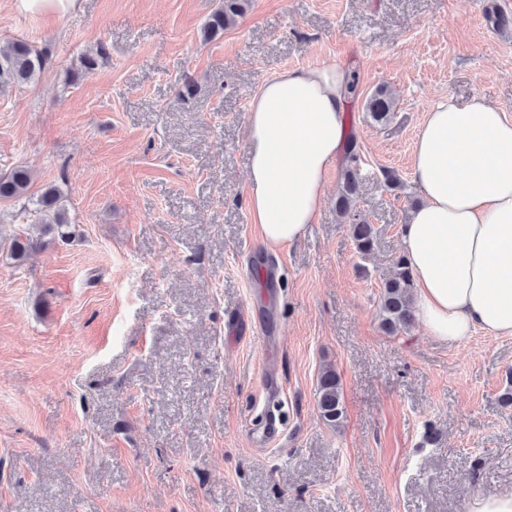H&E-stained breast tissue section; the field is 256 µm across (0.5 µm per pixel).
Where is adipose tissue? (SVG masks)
Instances as JSON below:
<instances>
[{
    "mask_svg": "<svg viewBox=\"0 0 512 512\" xmlns=\"http://www.w3.org/2000/svg\"><path fill=\"white\" fill-rule=\"evenodd\" d=\"M347 74L334 63L264 82L247 115V203L269 247L316 223L344 142ZM422 192L401 231L428 336H512V116L484 97H439L412 144Z\"/></svg>",
    "mask_w": 512,
    "mask_h": 512,
    "instance_id": "ef3b65f1",
    "label": "adipose tissue"
}]
</instances>
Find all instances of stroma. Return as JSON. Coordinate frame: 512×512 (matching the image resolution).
Returning <instances> with one entry per match:
<instances>
[{
	"label": "stroma",
	"mask_w": 512,
	"mask_h": 512,
	"mask_svg": "<svg viewBox=\"0 0 512 512\" xmlns=\"http://www.w3.org/2000/svg\"><path fill=\"white\" fill-rule=\"evenodd\" d=\"M222 3L82 0L40 20L0 0V46L47 58L0 89V171L58 185L77 229L54 241L0 200V512H468L512 490V337L448 344L380 317L426 110L449 93L512 113V0H251L203 41ZM331 60L359 78L344 119L377 230L364 257L339 168L290 246L263 245L246 203L256 90ZM380 85L385 126L364 111ZM17 235L37 242L20 267ZM395 105V101L388 91L380 86L365 99L364 109L375 124L385 125L392 118ZM316 402L324 422L335 426L345 415L344 397L339 375L335 370H324L318 377Z\"/></svg>",
	"instance_id": "35a3bbf8"
}]
</instances>
